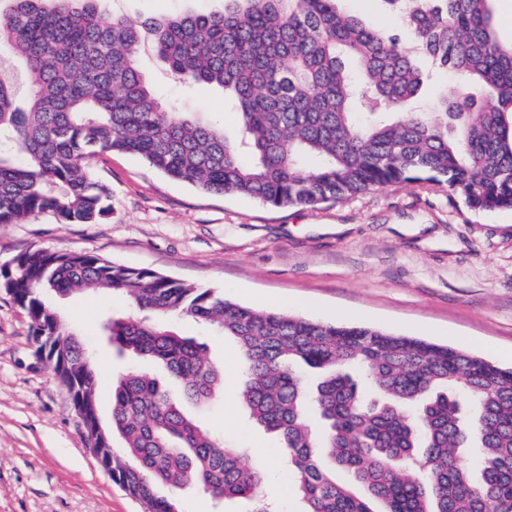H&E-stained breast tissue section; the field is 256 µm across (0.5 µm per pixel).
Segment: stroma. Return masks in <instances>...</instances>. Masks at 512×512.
Here are the masks:
<instances>
[{
    "label": "stroma",
    "mask_w": 512,
    "mask_h": 512,
    "mask_svg": "<svg viewBox=\"0 0 512 512\" xmlns=\"http://www.w3.org/2000/svg\"><path fill=\"white\" fill-rule=\"evenodd\" d=\"M101 14L129 18L212 11L224 0H99ZM136 63L168 109L237 130L221 89L176 80L148 48ZM109 192L96 224H60L47 213L0 224V264L29 249L87 251L150 268L227 298L316 320L349 321L457 345L512 364V211H475L432 183H399L314 207L273 208L175 182L142 158L103 154L90 162ZM95 356L102 421L112 380L144 369L102 336L108 315H130L120 295L51 297ZM180 333L207 344L224 370V395L185 409L226 444L263 463V492L278 512H300L276 441L249 422L236 399L239 357L231 340L188 318ZM0 512H143L96 460L66 387L37 353L30 321L0 292Z\"/></svg>",
    "instance_id": "35a3bbf8"
}]
</instances>
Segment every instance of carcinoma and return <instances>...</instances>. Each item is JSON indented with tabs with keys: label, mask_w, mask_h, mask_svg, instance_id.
Returning a JSON list of instances; mask_svg holds the SVG:
<instances>
[{
	"label": "carcinoma",
	"mask_w": 512,
	"mask_h": 512,
	"mask_svg": "<svg viewBox=\"0 0 512 512\" xmlns=\"http://www.w3.org/2000/svg\"><path fill=\"white\" fill-rule=\"evenodd\" d=\"M8 2L0 55L26 93L0 78V224L105 216L107 190L89 161L112 151L275 208L428 181L473 210H512V41L498 34L493 0H383L405 35L368 26L340 0H229L222 11L135 20L104 19L98 0ZM147 35L182 81L223 89L236 134L162 106L135 61ZM432 71L459 88L433 112L409 110ZM0 290L26 313L98 462L150 512H179L160 484L270 512L265 472L243 463L250 449L224 446L184 412L181 400L209 402L224 375L205 343L167 327L171 317L236 343L240 403L276 437L303 512H512V368L374 327L242 305L92 252L20 253L0 267ZM87 290L128 297L136 314L107 318L103 335L182 385L179 400L146 371L115 378L102 437L93 358L47 300ZM299 365L323 372L315 388ZM463 448L476 453L477 479ZM324 454L352 485L322 467Z\"/></svg>",
	"instance_id": "cac0c4a2"
}]
</instances>
